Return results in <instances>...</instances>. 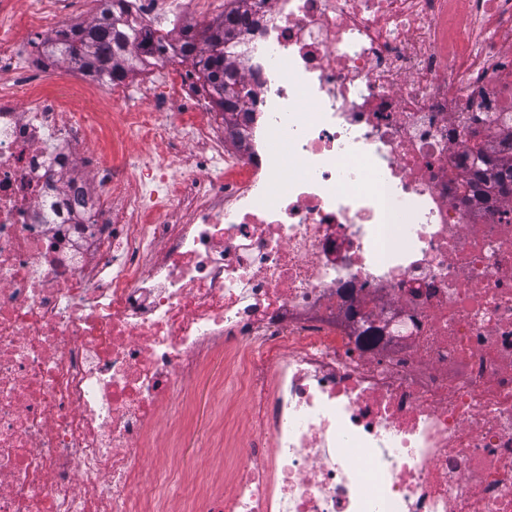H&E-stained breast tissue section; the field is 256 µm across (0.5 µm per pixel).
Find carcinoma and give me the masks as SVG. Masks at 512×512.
<instances>
[{
  "label": "carcinoma",
  "mask_w": 512,
  "mask_h": 512,
  "mask_svg": "<svg viewBox=\"0 0 512 512\" xmlns=\"http://www.w3.org/2000/svg\"><path fill=\"white\" fill-rule=\"evenodd\" d=\"M98 2V16L48 36L43 48L45 55L55 61L74 64L82 72L101 73L112 81H120L139 67V60L133 55L134 47L152 42L153 34L121 12L122 0ZM224 45V19L221 18L207 25L200 37L183 39L180 50L184 59L198 70L216 104L225 112H239L231 51ZM486 163L497 168L501 195L512 197V155L495 161L488 159Z\"/></svg>",
  "instance_id": "cac0c4a2"
}]
</instances>
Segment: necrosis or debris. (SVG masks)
<instances>
[{"label":"necrosis or debris","mask_w":512,"mask_h":512,"mask_svg":"<svg viewBox=\"0 0 512 512\" xmlns=\"http://www.w3.org/2000/svg\"><path fill=\"white\" fill-rule=\"evenodd\" d=\"M128 2L233 13L242 110L149 44V108L74 110L29 37L83 0H0V512H512V0ZM222 353L226 477L150 437ZM484 162L487 164L493 163L495 168H497L496 176L501 195L512 197V155L503 156L495 161L484 159Z\"/></svg>","instance_id":"4bbe7bcc"}]
</instances>
